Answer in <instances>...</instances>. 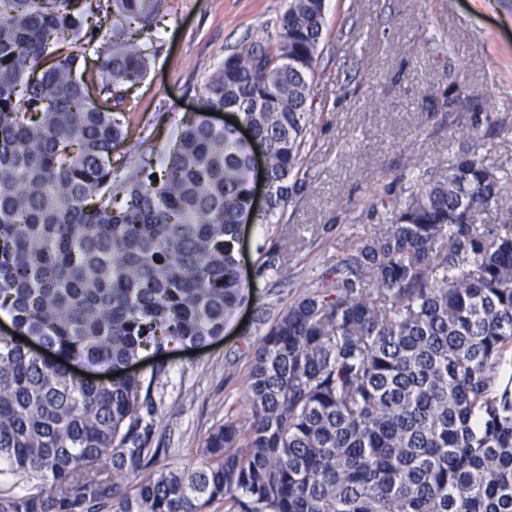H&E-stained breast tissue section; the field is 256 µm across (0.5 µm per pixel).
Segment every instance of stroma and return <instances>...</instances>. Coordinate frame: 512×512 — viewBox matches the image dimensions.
<instances>
[{
	"label": "stroma",
	"instance_id": "1",
	"mask_svg": "<svg viewBox=\"0 0 512 512\" xmlns=\"http://www.w3.org/2000/svg\"><path fill=\"white\" fill-rule=\"evenodd\" d=\"M288 0H165L147 79L126 99L124 149L163 152L201 108L226 56L274 31ZM313 79L314 129L302 186L269 231L241 229L245 300L224 334L167 358L152 389V447L160 466H198L212 429L242 407L262 311L285 309L302 287L331 275L352 234L394 222L425 173L477 148L512 180V0H327ZM502 130L463 134L472 115ZM278 248V270L260 272Z\"/></svg>",
	"mask_w": 512,
	"mask_h": 512
}]
</instances>
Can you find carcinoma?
<instances>
[{
  "mask_svg": "<svg viewBox=\"0 0 512 512\" xmlns=\"http://www.w3.org/2000/svg\"><path fill=\"white\" fill-rule=\"evenodd\" d=\"M163 5L0 0V310L53 351L0 337V459L23 484L0 512H512V187L476 151L265 320L249 411L214 427L201 466L153 470L165 363L126 364L218 338L244 299L239 226L272 223L298 185L326 24L325 0H288L162 158L115 164ZM224 108L253 141L211 124Z\"/></svg>",
  "mask_w": 512,
  "mask_h": 512,
  "instance_id": "1",
  "label": "carcinoma"
}]
</instances>
